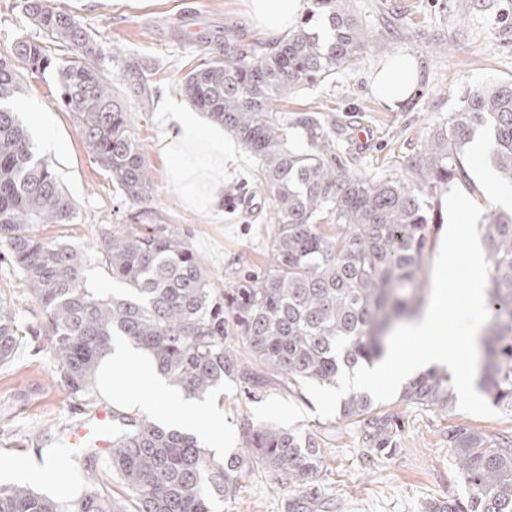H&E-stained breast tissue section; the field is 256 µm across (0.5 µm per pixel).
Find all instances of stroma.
I'll list each match as a JSON object with an SVG mask.
<instances>
[{
	"label": "stroma",
	"instance_id": "stroma-1",
	"mask_svg": "<svg viewBox=\"0 0 512 512\" xmlns=\"http://www.w3.org/2000/svg\"><path fill=\"white\" fill-rule=\"evenodd\" d=\"M94 34L105 55L104 65L117 88L141 83L145 94L128 106L136 133L153 175L148 203L162 222L172 225L204 262L214 288L230 290L246 275H259L269 265L274 233L270 195L255 182L257 162L243 153L224 184V213L214 216L185 210L170 185L157 145L164 134L159 104L182 97L184 76L209 53L222 49L225 32L246 43L266 47L262 35L237 19L241 0H56ZM349 8L364 33L391 43L390 56L408 54L419 67L413 95L399 106L379 101L370 89L373 72L388 56L364 50L351 70L305 86L280 101L285 117L316 111L335 121L343 135L339 146L351 173L364 176L404 172L409 159L438 122L450 119L463 95L490 84L512 80V0H350ZM54 72L29 73L14 99L25 125L32 108L46 109L64 155L44 160L76 207L74 223L48 225L46 237H64L80 250L95 243L100 225L120 224V192L87 153L81 127L72 113L55 101ZM367 142H360L359 133ZM446 189L433 200L437 224L425 250L419 282L422 295L432 292V272L446 229ZM11 306L24 332L12 361L0 366V457H35L44 452L70 460L72 483L89 471H103L106 460L86 462L83 449L68 439L70 428L87 424L82 409L69 399L55 374L50 344L40 335L42 317L28 297L25 282L10 262L0 261V302ZM243 379L226 384L208 397L220 402L214 421L224 433L225 453L240 452L244 433L258 427L253 409L270 397L289 399L309 411L294 428L316 435L324 452L321 499L313 512H425L433 501L467 496L457 461L448 447V433L457 426L480 432L487 444L512 434V409L499 407L497 416L478 417L458 406L440 410L382 403L392 414L393 445L389 454H373L360 426L338 417H315L316 405L303 385L255 363L242 343H234ZM301 487L279 488L259 462H251L238 478L235 500L223 512H286L287 500L304 495Z\"/></svg>",
	"mask_w": 512,
	"mask_h": 512
}]
</instances>
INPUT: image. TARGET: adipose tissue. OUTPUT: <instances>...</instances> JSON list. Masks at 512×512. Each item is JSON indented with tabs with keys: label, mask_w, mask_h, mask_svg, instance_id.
<instances>
[{
	"label": "adipose tissue",
	"mask_w": 512,
	"mask_h": 512,
	"mask_svg": "<svg viewBox=\"0 0 512 512\" xmlns=\"http://www.w3.org/2000/svg\"><path fill=\"white\" fill-rule=\"evenodd\" d=\"M303 8L304 0H244L241 19L247 27L278 39L296 27ZM418 83L416 61L402 55L374 74L372 90L384 102L394 104L409 98ZM162 120L164 135L158 147L166 162L168 181L177 189L183 207L222 214L224 177L237 163L238 142L224 126L175 99L164 101ZM96 377L126 407L146 410L169 427L191 431L215 455H223L224 438L217 428L201 422L200 403L175 393L143 349L114 340L97 367ZM68 474V459L59 454L50 455L45 462H0V481L36 482L55 495L67 488Z\"/></svg>",
	"instance_id": "1"
}]
</instances>
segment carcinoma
<instances>
[{
  "instance_id": "cac0c4a2",
  "label": "carcinoma",
  "mask_w": 512,
  "mask_h": 512,
  "mask_svg": "<svg viewBox=\"0 0 512 512\" xmlns=\"http://www.w3.org/2000/svg\"><path fill=\"white\" fill-rule=\"evenodd\" d=\"M301 27L271 50L224 39L188 73L190 104L221 124L259 161L257 180L274 201L272 261L261 278H245L218 295L202 263L175 229L145 207L150 166L124 95L112 85L95 37L51 0H23L42 39L0 50V258L10 260L42 312L47 337L71 399L98 407V358L115 336L147 350L169 384L186 396L207 395L240 374L229 353L241 341L260 364L290 380L330 385L342 371L371 365L394 324L420 309L418 276L433 232L431 199L466 178L463 149L479 127L492 161L512 184V80L469 91L450 120L432 129L407 173L364 177L347 172L336 139L317 112L289 121L276 102L306 84L348 70L368 41L348 0H314ZM52 69L57 102L82 128L92 159L120 190L126 224H102L95 267L120 288L106 296L89 282L87 253L38 234L43 224H71L75 207L50 166L37 157L11 101L26 72ZM489 252V320L480 344V387L512 408V213L484 225ZM23 331L0 305V364L11 362ZM452 377L432 368L403 389L408 404L448 408ZM372 397L351 392L345 421L362 423L374 452L391 444V417L375 415ZM448 446L469 489L466 498L428 512H512V440L494 447L466 426ZM258 457L278 485L319 496L323 454L312 434L277 426L246 432L241 454L216 459L188 433L168 429L135 409L112 406V448L105 474H91L78 494L55 500L25 485L0 486V512H218L236 497L237 473ZM124 488L112 493V481ZM305 498V499H307ZM305 499L288 504L301 512Z\"/></svg>"
}]
</instances>
